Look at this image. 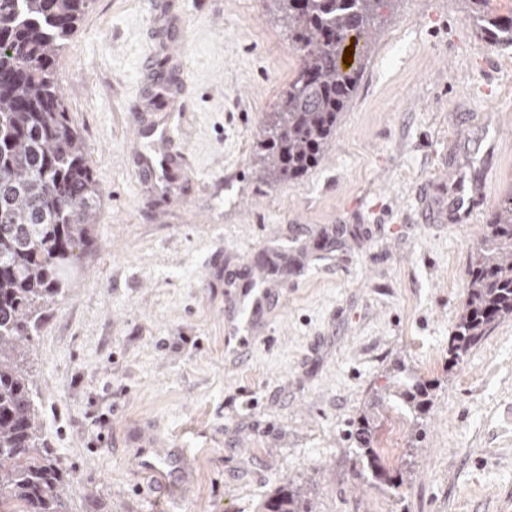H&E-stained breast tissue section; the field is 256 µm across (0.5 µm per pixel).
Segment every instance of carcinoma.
<instances>
[{
	"instance_id": "cac0c4a2",
	"label": "carcinoma",
	"mask_w": 512,
	"mask_h": 512,
	"mask_svg": "<svg viewBox=\"0 0 512 512\" xmlns=\"http://www.w3.org/2000/svg\"><path fill=\"white\" fill-rule=\"evenodd\" d=\"M91 0H0V507L62 512L69 475L38 432L22 343L38 334L44 311L64 297L67 270L93 242L101 189L69 117L53 65ZM388 0H275L301 67L271 113L260 172L269 184L314 167L353 97L360 72L345 68L351 37L369 41ZM490 42L512 46V13L481 16ZM512 320V194L478 238L466 300L448 341L456 366L501 323ZM407 400L421 414L429 393L417 383ZM361 455L386 484L361 414ZM260 512H313L302 488L284 481Z\"/></svg>"
}]
</instances>
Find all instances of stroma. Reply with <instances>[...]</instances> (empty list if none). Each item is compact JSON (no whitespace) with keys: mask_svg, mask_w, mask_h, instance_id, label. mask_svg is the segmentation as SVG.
Listing matches in <instances>:
<instances>
[{"mask_svg":"<svg viewBox=\"0 0 512 512\" xmlns=\"http://www.w3.org/2000/svg\"><path fill=\"white\" fill-rule=\"evenodd\" d=\"M171 3L158 25L149 0H95L54 62L102 188L96 242L24 356L63 512H258L285 480L314 512H512V321L448 364L470 253L512 190V46L470 0H389L319 163L270 185L260 143L301 64L274 0ZM165 44L168 115L141 69ZM141 111L186 148L164 193L138 174ZM475 185L477 220L456 223ZM245 283L267 302L242 346ZM365 412L400 486L358 453ZM179 450L185 470L139 475Z\"/></svg>","mask_w":512,"mask_h":512,"instance_id":"obj_1","label":"stroma"}]
</instances>
